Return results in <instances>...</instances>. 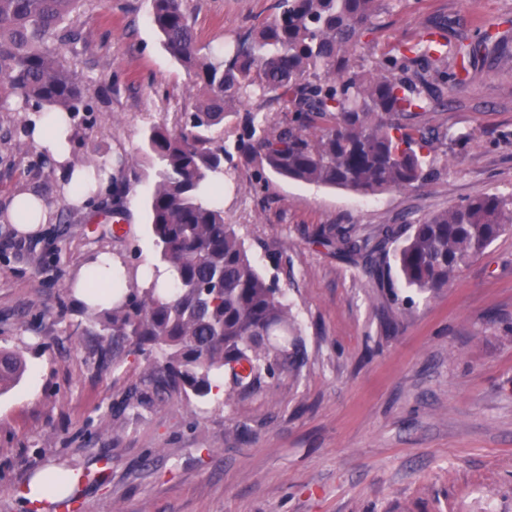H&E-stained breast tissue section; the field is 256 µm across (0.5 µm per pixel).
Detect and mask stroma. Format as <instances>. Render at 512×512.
Returning a JSON list of instances; mask_svg holds the SVG:
<instances>
[{"mask_svg": "<svg viewBox=\"0 0 512 512\" xmlns=\"http://www.w3.org/2000/svg\"><path fill=\"white\" fill-rule=\"evenodd\" d=\"M180 4L209 52L272 18L276 0ZM150 11V0H84L72 37L53 40L84 101L70 167L128 161L121 237L85 231L111 213V185L93 204L66 202L28 138L29 111L0 101V349L27 365L0 394V512H28L18 490L50 468L93 474L75 490L82 512H512V234L436 292L406 287L394 269L377 284L312 242L336 226L373 235L478 193H512V0H390L356 59L367 66L416 41L431 18L447 20L449 39H485L419 117L448 134L431 183L362 198L225 163L224 219L284 293L305 364L246 398L173 392L137 405L126 398L146 357L99 370L100 328L73 285L95 255L139 273L159 254L142 138L177 125L197 95ZM23 191L48 207L30 234L5 219Z\"/></svg>", "mask_w": 512, "mask_h": 512, "instance_id": "35a3bbf8", "label": "stroma"}]
</instances>
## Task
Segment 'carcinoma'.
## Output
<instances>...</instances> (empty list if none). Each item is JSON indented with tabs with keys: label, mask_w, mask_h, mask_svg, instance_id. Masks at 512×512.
<instances>
[{
	"label": "carcinoma",
	"mask_w": 512,
	"mask_h": 512,
	"mask_svg": "<svg viewBox=\"0 0 512 512\" xmlns=\"http://www.w3.org/2000/svg\"><path fill=\"white\" fill-rule=\"evenodd\" d=\"M80 3L0 0L1 99L16 97L23 108L79 109L80 82L52 39ZM151 4L152 22L193 79L199 103L172 129L151 126L142 147L156 168L150 224L159 260L173 272L172 287L162 291L148 280L125 288L97 268L87 275L90 295L109 284L122 294L95 317L107 340L99 346V369L125 350L159 353L144 373L139 404L167 392L205 399L218 379L230 396L254 393L266 380L297 370L304 352L281 289L259 272L205 192L220 190L224 162L235 153L259 172L364 197L434 180L448 134L414 118L458 77L448 62L447 24L429 22L425 37L390 46L363 70L353 66V55L387 0H278L277 13L222 57L198 52L179 0ZM268 101L281 103L292 118L269 124L261 114ZM223 124L228 145L208 135ZM508 233L512 194L478 193L373 236L338 226L318 238L339 254L362 257L380 284L385 273L377 261L397 242L394 259L405 285L426 292L447 287ZM25 369L19 354L1 351L0 391Z\"/></svg>",
	"instance_id": "obj_1"
}]
</instances>
